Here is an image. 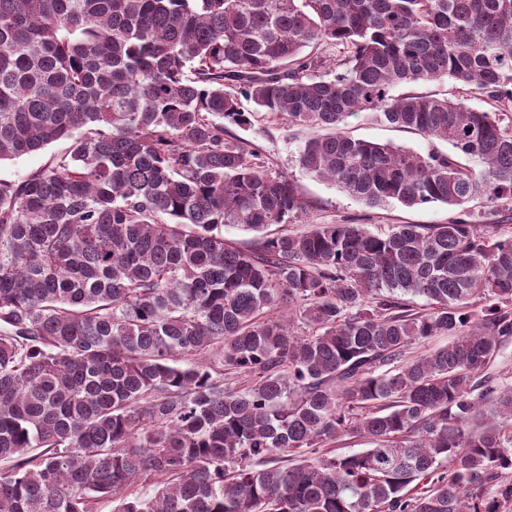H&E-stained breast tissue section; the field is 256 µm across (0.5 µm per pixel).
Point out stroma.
<instances>
[{"label":"stroma","instance_id":"obj_1","mask_svg":"<svg viewBox=\"0 0 512 512\" xmlns=\"http://www.w3.org/2000/svg\"><path fill=\"white\" fill-rule=\"evenodd\" d=\"M345 130L352 136L377 143H392L424 154L431 144L417 134L384 125L370 124L360 117L348 118ZM230 134L245 139L259 150L270 170L290 175L299 193L309 204V209L297 223L291 224L292 232H300L311 224H363L374 232L385 231L396 224H445L459 217L456 207L440 203L416 208L393 206L371 208L350 198L334 184L315 179L300 169L296 148L315 128L293 127L287 121L257 120L246 129L230 126Z\"/></svg>","mask_w":512,"mask_h":512}]
</instances>
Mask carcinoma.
Here are the masks:
<instances>
[{
  "label": "carcinoma",
  "instance_id": "obj_1",
  "mask_svg": "<svg viewBox=\"0 0 512 512\" xmlns=\"http://www.w3.org/2000/svg\"><path fill=\"white\" fill-rule=\"evenodd\" d=\"M445 78L493 109L395 93ZM511 110L512 0H0V160L66 142L0 180V512H512V236L465 209L224 237L307 210L228 123L324 130L299 167L367 206L493 214ZM358 114L448 151L342 132ZM344 55L342 46L323 44L315 50V56H318V59H321L322 62L321 72L330 73V76L336 72V69H341L336 67L341 63L340 60L344 58Z\"/></svg>",
  "mask_w": 512,
  "mask_h": 512
}]
</instances>
